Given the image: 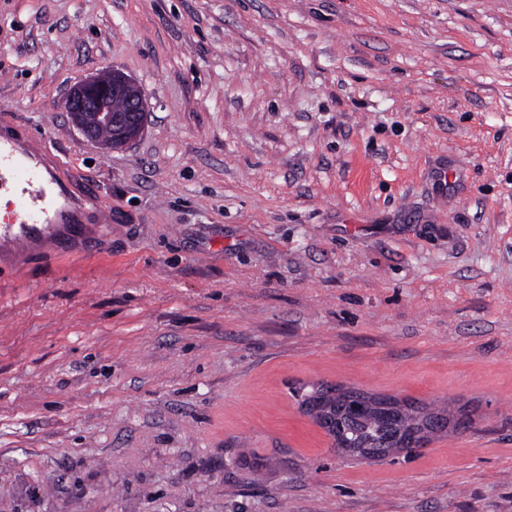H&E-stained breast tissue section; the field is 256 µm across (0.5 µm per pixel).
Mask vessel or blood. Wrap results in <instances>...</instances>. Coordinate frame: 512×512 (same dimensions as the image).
Returning <instances> with one entry per match:
<instances>
[{
    "label": "vessel or blood",
    "instance_id": "b4317fda",
    "mask_svg": "<svg viewBox=\"0 0 512 512\" xmlns=\"http://www.w3.org/2000/svg\"><path fill=\"white\" fill-rule=\"evenodd\" d=\"M12 194L11 219L0 223V250L25 253L67 231L74 239L90 231L84 203L72 191V176L44 145L0 128V193Z\"/></svg>",
    "mask_w": 512,
    "mask_h": 512
}]
</instances>
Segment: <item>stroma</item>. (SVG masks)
Returning a JSON list of instances; mask_svg holds the SVG:
<instances>
[{
  "instance_id": "stroma-1",
  "label": "stroma",
  "mask_w": 512,
  "mask_h": 512,
  "mask_svg": "<svg viewBox=\"0 0 512 512\" xmlns=\"http://www.w3.org/2000/svg\"><path fill=\"white\" fill-rule=\"evenodd\" d=\"M7 117L106 224L0 260V512H512V0H0ZM322 384L469 426L356 458ZM68 109L87 138L96 141L102 136L109 140L112 136L109 144L113 147L119 146L118 138L108 128H115L123 145H127L140 135L146 119L141 90L132 79L117 72L94 76L73 87L68 95ZM88 113L92 122L89 118L83 120ZM101 127L108 128L102 129L100 135Z\"/></svg>"
}]
</instances>
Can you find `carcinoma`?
<instances>
[{"mask_svg": "<svg viewBox=\"0 0 512 512\" xmlns=\"http://www.w3.org/2000/svg\"><path fill=\"white\" fill-rule=\"evenodd\" d=\"M306 413L313 417L339 448H380L400 444L407 448L412 433L426 425L435 412H414L387 397L349 399V391L321 385L304 399Z\"/></svg>", "mask_w": 512, "mask_h": 512, "instance_id": "cac0c4a2", "label": "carcinoma"}]
</instances>
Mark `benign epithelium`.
<instances>
[{"instance_id":"benign-epithelium-1","label":"benign epithelium","mask_w":512,"mask_h":512,"mask_svg":"<svg viewBox=\"0 0 512 512\" xmlns=\"http://www.w3.org/2000/svg\"><path fill=\"white\" fill-rule=\"evenodd\" d=\"M114 98L124 100L122 110L112 109ZM68 109L83 134L94 141L100 138V128L108 127L116 129L127 145L140 135L146 119L141 90L132 79L117 72L94 76L73 87L68 95ZM88 114L93 120H84Z\"/></svg>"}]
</instances>
